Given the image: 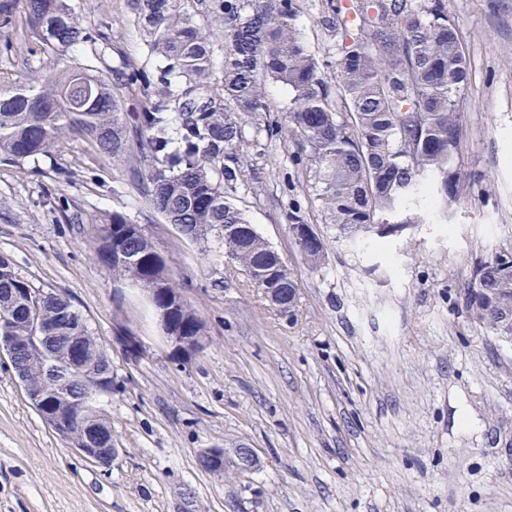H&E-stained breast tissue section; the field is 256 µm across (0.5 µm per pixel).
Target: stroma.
Wrapping results in <instances>:
<instances>
[{
  "instance_id": "obj_1",
  "label": "stroma",
  "mask_w": 512,
  "mask_h": 512,
  "mask_svg": "<svg viewBox=\"0 0 512 512\" xmlns=\"http://www.w3.org/2000/svg\"><path fill=\"white\" fill-rule=\"evenodd\" d=\"M445 2L470 70L460 197L422 204L397 235L351 240L326 223L291 143L244 146L236 203L296 281L293 312L245 272L210 265L88 139L21 169L0 162V254L67 294L109 354L100 405L117 450L106 468L81 457L0 356V512H512V340L467 303L476 267L512 250V0ZM297 3L311 50L334 59L321 0ZM73 5L97 37L77 62L110 80L128 62L155 69L127 0ZM53 64L0 39V72ZM295 203L327 242L319 266L289 231ZM115 211L144 228L203 323L184 365L147 297L97 257L95 219ZM205 448H250L258 463L215 474L199 465Z\"/></svg>"
}]
</instances>
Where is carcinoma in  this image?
Returning a JSON list of instances; mask_svg holds the SVG:
<instances>
[{
	"instance_id": "cac0c4a2",
	"label": "carcinoma",
	"mask_w": 512,
	"mask_h": 512,
	"mask_svg": "<svg viewBox=\"0 0 512 512\" xmlns=\"http://www.w3.org/2000/svg\"><path fill=\"white\" fill-rule=\"evenodd\" d=\"M204 0H130L134 22L162 65L150 73L133 64L124 85L143 100L131 110L112 83L76 63L69 53L94 40L71 0H0V36L17 28L56 62L46 75L25 82L0 74V159L19 168L50 158L69 134H82L113 161L148 164V204L165 223L181 225L207 259L224 262V249L252 277L288 289L297 284L288 267L233 201L244 158L247 121L269 138L282 127L259 123L272 112L265 86L291 91L288 138L291 161L308 172L328 224L356 237L378 216L403 210V224H417L413 209L433 195L460 192L457 150L462 136L461 100L469 67L458 28L445 0H326L325 27L340 41L336 60L318 58L297 28L296 0H213L215 26L197 20ZM224 62L214 70V39ZM336 67V81L327 69ZM134 126L132 146L127 127ZM304 260L325 259V239L314 230L296 243ZM97 256L112 277L130 281L163 302L159 289L179 303L176 324L191 336L203 324L180 287L160 280L163 257L124 214L99 220ZM35 285L0 255V323L10 319L20 336H38L50 325L59 336L54 352L35 346L17 350L11 362L30 391L54 402L67 393L73 447H83L87 425L108 430L100 398L112 393L109 356L87 320L60 293L46 292L35 305ZM468 302L475 319L512 337V263L498 253L476 269ZM84 337L85 366L67 376L68 387L50 373L64 370L68 337Z\"/></svg>"
}]
</instances>
